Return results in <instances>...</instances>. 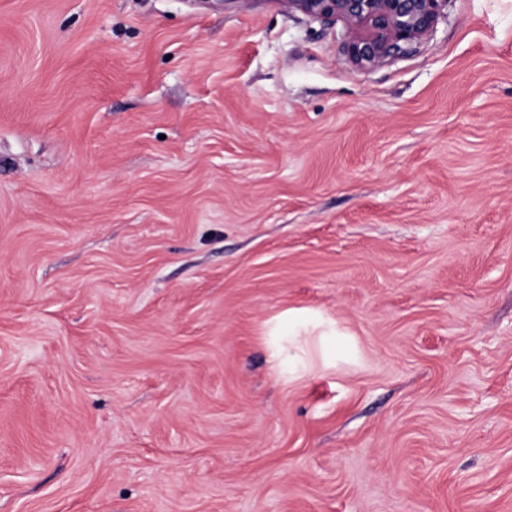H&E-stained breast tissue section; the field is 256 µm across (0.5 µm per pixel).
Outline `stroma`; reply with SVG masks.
I'll list each match as a JSON object with an SVG mask.
<instances>
[{"label": "stroma", "instance_id": "35a3bbf8", "mask_svg": "<svg viewBox=\"0 0 512 512\" xmlns=\"http://www.w3.org/2000/svg\"><path fill=\"white\" fill-rule=\"evenodd\" d=\"M343 35L0 0V512H512V0Z\"/></svg>", "mask_w": 512, "mask_h": 512}]
</instances>
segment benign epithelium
I'll return each mask as SVG.
<instances>
[{
    "instance_id": "benign-epithelium-1",
    "label": "benign epithelium",
    "mask_w": 512,
    "mask_h": 512,
    "mask_svg": "<svg viewBox=\"0 0 512 512\" xmlns=\"http://www.w3.org/2000/svg\"><path fill=\"white\" fill-rule=\"evenodd\" d=\"M323 22H341V52L356 70L377 68L419 49L447 0H287Z\"/></svg>"
}]
</instances>
